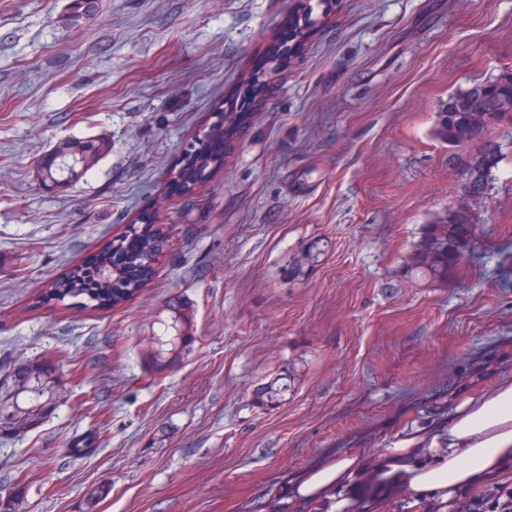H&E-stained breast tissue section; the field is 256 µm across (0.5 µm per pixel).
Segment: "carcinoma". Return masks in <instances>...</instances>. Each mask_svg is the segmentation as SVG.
Wrapping results in <instances>:
<instances>
[{
    "label": "carcinoma",
    "instance_id": "cac0c4a2",
    "mask_svg": "<svg viewBox=\"0 0 512 512\" xmlns=\"http://www.w3.org/2000/svg\"><path fill=\"white\" fill-rule=\"evenodd\" d=\"M99 0H69L63 24L77 28L82 21L94 16ZM237 113L221 112L205 137L192 145L175 183L187 191L206 171L222 162L224 137L233 131ZM512 122V77L486 83H476L468 90L453 95L443 103L434 126V136L450 148L472 146L463 168V196L476 202L489 191L493 170L501 161L500 146L486 137L492 125ZM112 150L109 138L68 137L60 140L39 159L38 175L48 187H64L74 183L104 159ZM471 208H452L448 213L425 226L413 263L433 279L446 280L464 256L474 250L477 232L448 235L452 224H473ZM167 233L154 223L148 213L141 216V226L108 245L93 258L76 267L63 278L54 280L32 302L38 308L45 303L64 304L68 298L84 296L91 308L110 310L128 302L150 277L152 261L163 250ZM170 325L155 335L144 352L147 370L156 376L168 370L182 355L183 346L192 338L193 312L179 297L167 301ZM58 368L50 359H33L15 365L5 378H0V390L22 379L27 387L41 397L17 395L14 416L26 428H33L49 417L56 406H47L46 396L55 387ZM286 385L271 381L260 392L262 404L274 407L280 403ZM97 434L88 431L75 440L70 449L75 455H85L95 448Z\"/></svg>",
    "mask_w": 512,
    "mask_h": 512
}]
</instances>
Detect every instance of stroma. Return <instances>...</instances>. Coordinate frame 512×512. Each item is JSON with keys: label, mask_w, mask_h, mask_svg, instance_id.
I'll return each mask as SVG.
<instances>
[{"label": "stroma", "mask_w": 512, "mask_h": 512, "mask_svg": "<svg viewBox=\"0 0 512 512\" xmlns=\"http://www.w3.org/2000/svg\"><path fill=\"white\" fill-rule=\"evenodd\" d=\"M0 0V374L46 354L61 399L0 438V496L21 512H269L289 477L448 421L512 376V124L472 204L479 246L435 280L412 266L426 224L463 198V148L433 134L448 97L512 76V0ZM312 10L296 54L288 22ZM259 94L193 191L189 144L241 86ZM112 151L61 191L36 160L61 139ZM169 241L129 302L32 300L129 231ZM180 295L194 340L156 378L142 353ZM284 379L267 408L258 388ZM98 435L87 455L71 440ZM100 0H70L66 7V15L62 22L67 28H77L83 20L90 19L96 14Z\"/></svg>", "instance_id": "stroma-1"}]
</instances>
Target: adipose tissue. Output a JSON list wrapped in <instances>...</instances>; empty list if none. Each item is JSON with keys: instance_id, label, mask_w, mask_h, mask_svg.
I'll return each mask as SVG.
<instances>
[{"instance_id": "1", "label": "adipose tissue", "mask_w": 512, "mask_h": 512, "mask_svg": "<svg viewBox=\"0 0 512 512\" xmlns=\"http://www.w3.org/2000/svg\"><path fill=\"white\" fill-rule=\"evenodd\" d=\"M512 465V377L492 392L468 396L447 428L407 431L375 466L350 451L306 469L288 488L289 499L315 512H356L364 488L379 491L375 512L386 497L407 494L409 507L454 512L460 492L488 483Z\"/></svg>"}]
</instances>
